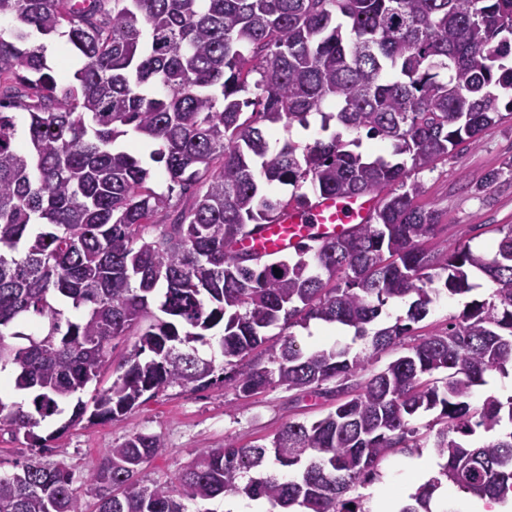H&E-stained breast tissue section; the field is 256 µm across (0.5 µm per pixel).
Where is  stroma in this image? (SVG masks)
<instances>
[{
    "mask_svg": "<svg viewBox=\"0 0 512 512\" xmlns=\"http://www.w3.org/2000/svg\"><path fill=\"white\" fill-rule=\"evenodd\" d=\"M509 160L512 118L487 127L476 142L457 146L434 168L418 173L425 188L420 204L440 213L438 231L428 241V249L467 243L479 251L500 239L501 228L512 224V176L502 177L489 187L484 181L488 173ZM471 284V292L444 296L431 305L429 314L416 324V334L440 331L467 303L490 297L492 286L487 280L475 278ZM293 333L305 351L335 341L350 345L355 352L364 347L363 341L353 340L351 331L336 330L318 321L294 328ZM335 405L332 394L315 395L281 386L245 400L219 381L205 387L173 385L144 400L121 421H83L56 439L51 436L52 425H44L40 433L51 438L49 460L66 465L79 484L103 462L107 448L137 432L160 435L163 450L139 474L140 481L149 485L171 480L199 449L217 448L228 440L240 446L261 444L285 423L319 419ZM405 460L402 454L389 456L381 463L377 480L357 487L366 512H381L386 496L411 482Z\"/></svg>",
    "mask_w": 512,
    "mask_h": 512,
    "instance_id": "obj_1",
    "label": "stroma"
}]
</instances>
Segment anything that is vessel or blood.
<instances>
[{
	"instance_id": "vessel-or-blood-1",
	"label": "vessel or blood",
	"mask_w": 512,
	"mask_h": 512,
	"mask_svg": "<svg viewBox=\"0 0 512 512\" xmlns=\"http://www.w3.org/2000/svg\"><path fill=\"white\" fill-rule=\"evenodd\" d=\"M378 204L376 197L324 196L309 206L289 211L278 223L264 224L241 239L239 250L259 258L285 256L306 239L340 236L353 225L368 223Z\"/></svg>"
}]
</instances>
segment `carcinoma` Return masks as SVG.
I'll return each mask as SVG.
<instances>
[{"label": "carcinoma", "instance_id": "cac0c4a2", "mask_svg": "<svg viewBox=\"0 0 512 512\" xmlns=\"http://www.w3.org/2000/svg\"><path fill=\"white\" fill-rule=\"evenodd\" d=\"M2 17L0 373L30 409L0 398V430L43 453L86 417L117 421L147 393L204 386L215 365L196 344L220 324L224 382L239 397L279 385L331 392L336 407L266 444L203 448L164 483L138 480L165 448L157 434L107 449L83 489L33 456L0 473V512H190L228 494L268 512H367L349 493L386 457L427 446L445 464L399 512H433L447 482L512 496V395L470 404L488 374L512 367V225L490 251L431 252L439 213L417 203L411 179L512 115V0H0ZM54 38L79 61L64 82L46 56ZM312 113L327 138L270 150V126ZM363 130L401 160L364 155ZM130 131L157 145L150 160L169 190L192 191L188 205L171 208L147 163L116 147ZM274 183L291 196L266 191ZM363 194L379 207L347 236L305 240L290 258L235 248L290 207ZM471 275L493 284L490 300L414 334L441 296L472 289ZM161 282L164 319L149 309ZM395 298L412 299L406 317L375 325ZM312 320L353 329L366 348L302 350L290 329ZM275 326L283 339L267 336ZM128 336L112 383L82 400ZM262 346L268 365L238 369ZM389 349L399 355L373 369ZM71 401L55 434L36 432ZM435 410L428 443L413 421ZM478 428L479 443L454 438Z\"/></svg>", "mask_w": 512, "mask_h": 512}]
</instances>
